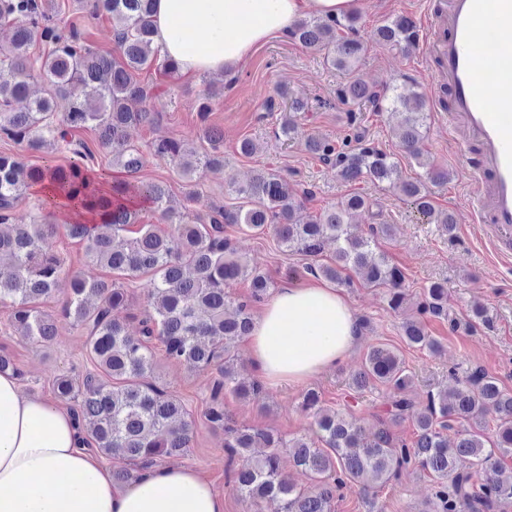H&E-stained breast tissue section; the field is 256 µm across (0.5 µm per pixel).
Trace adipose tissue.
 Segmentation results:
<instances>
[{"mask_svg": "<svg viewBox=\"0 0 512 512\" xmlns=\"http://www.w3.org/2000/svg\"><path fill=\"white\" fill-rule=\"evenodd\" d=\"M354 0H154L153 45L191 75H232L261 43L305 16H342ZM192 29L202 44L187 42ZM357 318L339 289H279L254 320L250 365L270 384L301 383L344 361ZM0 512H224L189 467L160 465L119 486L89 455L70 412L23 396L0 374Z\"/></svg>", "mask_w": 512, "mask_h": 512, "instance_id": "obj_1", "label": "adipose tissue"}]
</instances>
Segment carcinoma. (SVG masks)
<instances>
[{
	"label": "carcinoma",
	"instance_id": "obj_1",
	"mask_svg": "<svg viewBox=\"0 0 512 512\" xmlns=\"http://www.w3.org/2000/svg\"><path fill=\"white\" fill-rule=\"evenodd\" d=\"M153 13V0H93L91 16L112 20L119 52L115 57L93 50L85 31L74 22L69 38L61 40L60 10L41 0H0V21L13 29L11 41L0 44V138L34 151L68 146L80 158L66 166H27L0 152V256L10 259L7 266H0V303L11 304L12 324L29 342L43 343L57 335L56 318L40 304L59 287L63 273V260L44 246L54 233L52 218L62 211L71 216L65 223L67 235L82 241L86 256L113 276L105 281L71 274L70 294L60 311L63 319L86 334L85 350L93 364L77 380L58 375L52 381L55 398L69 405L85 445L93 444L95 451L139 472L191 448L192 419L186 405L152 380L151 343L158 340L168 360L190 370L216 371L204 418L224 430L228 481L242 499L256 506L267 502L275 512H334L343 491L382 487L411 469L435 482L427 512H508L512 480L500 478V468L501 460L512 456V393L482 369L466 374L453 388L428 393L426 402L418 403L411 397L412 375L404 360L379 344L369 348L362 367L348 381L354 393L377 386L389 389L386 409L369 427L324 407L313 390L302 400L303 410L315 419L313 439L287 441L271 429L240 426L224 412L227 392L252 400L264 394L260 381L243 375L235 346L250 335L253 304L264 300L270 288L268 277L238 253L224 227L255 232L271 227L283 251L311 259L304 273L341 283L353 271L365 285L386 289L393 311L406 308L408 294L402 270L380 249V242L392 238L393 225L373 224L359 233L348 224L352 212L367 206L361 194L305 215L288 180L259 169L244 184L233 179L227 183L238 205L177 216L167 206V184L139 178L144 158L130 145L128 130L151 120L154 110L147 102L159 93L136 74L154 65L167 72L178 69L152 46ZM357 20L354 13L301 19L288 38L324 53L327 65L350 75L338 92L340 101L377 112L405 109L397 138L403 151L425 168V180L402 179L395 158L370 143L338 148L332 141L309 137L306 149L333 165L346 182L366 177L393 187L427 223L439 224L451 234L454 215L437 209L425 186L446 185L449 180L448 170L430 162L423 148L426 100L419 93L381 92L360 78L363 46L355 37ZM376 36L380 43L405 52L418 46L416 22L406 16L379 27ZM36 41L52 49L35 57L31 46ZM35 78L45 84V95L37 98L29 89ZM284 96L288 112L281 117L277 135L291 140L298 133L294 114L306 111L308 103L279 92L267 99L266 110L275 111L276 98ZM58 98L69 100L68 110L61 114L56 113ZM208 117L204 105L198 135L202 151L189 150L172 138L154 143L151 154L189 182L201 171L224 165V138L208 124ZM84 129L96 132L100 146L112 154V167L124 173V179L114 180L106 170L95 169L93 151L76 139V132ZM32 187L41 194L45 215L30 224H15V202ZM148 213L161 214L174 224V232L158 233L155 225L145 223ZM329 242L336 244L335 255L331 262L321 263L318 257ZM143 273L153 280V312L141 319V334L133 336L113 312L131 305L123 280ZM237 280L250 282L248 299L234 301L226 291ZM447 309L448 287L430 284L415 312L402 323L404 341L437 352L440 343L428 334L426 321L445 316ZM484 323L483 312L474 310L452 328L474 333ZM490 411L495 414L491 430L484 420ZM407 420L415 427L410 442L392 430ZM454 424L460 433L451 444L444 430ZM254 448L266 452L254 456ZM282 448L307 473L313 489H301L280 476Z\"/></svg>",
	"mask_w": 512,
	"mask_h": 512
}]
</instances>
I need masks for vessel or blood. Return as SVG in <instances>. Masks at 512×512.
Wrapping results in <instances>:
<instances>
[{"instance_id": "1", "label": "vessel or blood", "mask_w": 512, "mask_h": 512, "mask_svg": "<svg viewBox=\"0 0 512 512\" xmlns=\"http://www.w3.org/2000/svg\"><path fill=\"white\" fill-rule=\"evenodd\" d=\"M425 50L447 87L450 124L476 185L475 223L491 227L502 257L512 256V0H449Z\"/></svg>"}]
</instances>
